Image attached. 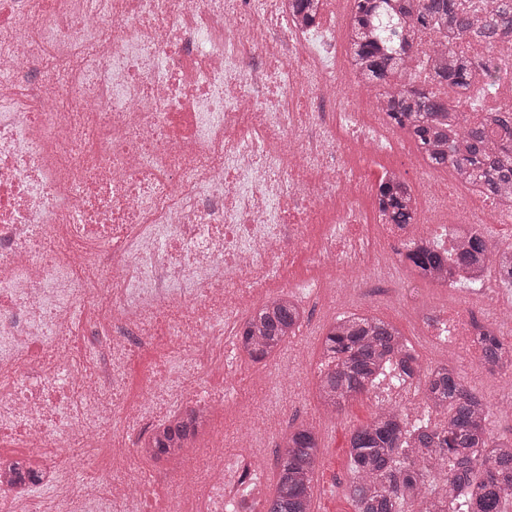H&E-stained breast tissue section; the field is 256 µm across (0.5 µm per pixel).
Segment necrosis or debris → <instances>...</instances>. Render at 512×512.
I'll use <instances>...</instances> for the list:
<instances>
[{"mask_svg": "<svg viewBox=\"0 0 512 512\" xmlns=\"http://www.w3.org/2000/svg\"><path fill=\"white\" fill-rule=\"evenodd\" d=\"M340 42L288 0H0V436L56 490L33 508L0 469V512H240L248 437L235 470L219 449L163 491L132 464L169 416L212 412L203 367L294 287L297 257L318 289L396 279L422 226L376 224L369 185L407 180L421 211L436 195L404 163L372 169L405 138L357 97ZM452 49L499 66L459 111H512V37ZM479 321L449 310L453 354L477 351Z\"/></svg>", "mask_w": 512, "mask_h": 512, "instance_id": "4bbe7bcc", "label": "necrosis or debris"}]
</instances>
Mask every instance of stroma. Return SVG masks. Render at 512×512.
<instances>
[{"mask_svg": "<svg viewBox=\"0 0 512 512\" xmlns=\"http://www.w3.org/2000/svg\"><path fill=\"white\" fill-rule=\"evenodd\" d=\"M393 288L396 296L392 299L384 297L383 285L377 284L368 298L340 297L319 302L314 315L303 323L298 334L266 362L230 358L212 415L214 429L205 448L223 447L225 461H232L239 433L247 432L257 438L259 446L255 453L263 457L274 453L280 433L271 420L272 413L288 416L294 424H313L322 441L321 464L314 475V512H354L346 490L350 479L348 438L351 430L371 418L377 401L373 393H364L351 398L339 414L324 415L308 374L321 357L328 325L337 315L357 310L371 311L397 326L425 366L454 362L469 387L487 403L491 430L498 435H511L512 380L504 374L476 371L462 359H450L446 343L432 339V328L425 315L431 311L445 315L464 301L479 307L487 302L494 306H512V288L493 278L480 288H448L419 279L410 272L394 283ZM280 377L292 382L290 390L281 395L274 385ZM240 387L250 393L252 404L245 413L234 416L229 407Z\"/></svg>", "mask_w": 512, "mask_h": 512, "instance_id": "1", "label": "stroma"}]
</instances>
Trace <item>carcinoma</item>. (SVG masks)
I'll list each match as a JSON object with an SVG mask.
<instances>
[{"mask_svg": "<svg viewBox=\"0 0 512 512\" xmlns=\"http://www.w3.org/2000/svg\"><path fill=\"white\" fill-rule=\"evenodd\" d=\"M292 11L313 27L321 0H291ZM445 31L493 48L512 33V4L476 16L458 0H354L350 62L359 80L377 90L389 123L414 141L434 169L480 187L485 198L512 211V112L479 113L462 121L448 95L415 84L410 74V33L421 28ZM433 68L436 84L461 93L474 73L491 62L449 56ZM379 212L386 224L416 223L406 184L391 180L378 187ZM417 276L438 283L484 286L489 274L512 286V246L502 248L481 232H456L448 249L423 240L405 255ZM304 316L288 295L258 306L242 333L245 357L262 362L296 334ZM481 362L490 372L512 369V344L488 326L477 327ZM327 358L317 379L324 409L339 413L351 398L370 392L386 378L400 387L418 379L422 410L381 407L350 433L351 479L348 493L355 512H505L512 501V438L488 428L487 403L450 364L422 367L412 346L393 324L369 314H343L323 337ZM208 419L192 413L174 418L153 434L145 454L181 458L202 435ZM321 463L314 427L293 426L276 451V483L263 512H312V481ZM26 487L40 484V459L29 457L18 472Z\"/></svg>", "mask_w": 512, "mask_h": 512, "instance_id": "obj_1", "label": "carcinoma"}]
</instances>
